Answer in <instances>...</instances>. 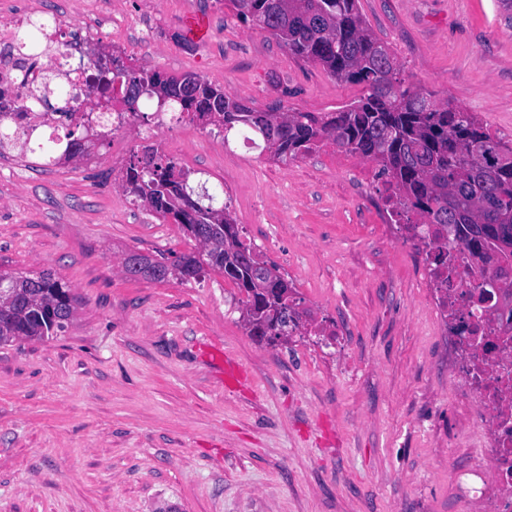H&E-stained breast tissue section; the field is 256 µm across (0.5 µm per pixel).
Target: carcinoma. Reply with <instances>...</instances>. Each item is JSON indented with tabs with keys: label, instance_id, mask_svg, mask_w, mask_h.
<instances>
[{
	"label": "carcinoma",
	"instance_id": "1",
	"mask_svg": "<svg viewBox=\"0 0 512 512\" xmlns=\"http://www.w3.org/2000/svg\"><path fill=\"white\" fill-rule=\"evenodd\" d=\"M236 17L277 38L293 55L319 63L330 76L364 88V94L337 112H282L251 107L204 77L147 72L107 56L97 57L95 72L85 82L101 96L69 103L65 115L79 112L81 122L67 128L63 139L41 147L44 159L62 148L81 151L88 132L99 128L106 139L114 85L124 90L122 104L131 112L148 105L164 110L175 105L198 119L229 132L242 127L258 148L274 150L277 159L302 157L332 145L370 160L384 188L390 214L413 211L419 224L448 230V211L457 224H486V243L501 260L512 262L504 226H512V166H475L472 152L487 149L494 155L512 153V146L492 135L477 117L460 106L438 104L431 94L401 77L391 48L368 27L358 0H228ZM41 24L32 22L19 50L40 51ZM149 87V92L139 89ZM164 97H159L156 89ZM124 187L135 199L162 218H171L183 232L198 240V227L211 229L205 252L173 256L182 266L179 283H189L212 270L229 273L238 287L247 285L258 257L241 238L227 204L203 187L196 193L189 172L174 162L149 160L126 168ZM0 289V346L18 340L46 341L73 320L77 298L70 286L49 269L35 273L9 271Z\"/></svg>",
	"mask_w": 512,
	"mask_h": 512
}]
</instances>
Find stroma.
Instances as JSON below:
<instances>
[{"mask_svg": "<svg viewBox=\"0 0 512 512\" xmlns=\"http://www.w3.org/2000/svg\"><path fill=\"white\" fill-rule=\"evenodd\" d=\"M115 50L195 72L258 108L334 112L362 94L297 58L225 0H121ZM407 82L512 144V21L500 0H359ZM205 18L191 38L188 16ZM199 122L170 136L192 182L223 193L261 258L344 329L342 344L254 340L241 290L128 278L126 250L193 248L97 166L0 159V267L50 269L80 304L46 342L0 347V512H465L479 456L413 254L396 244L375 164L327 146L287 162ZM249 373L224 390L205 346Z\"/></svg>", "mask_w": 512, "mask_h": 512, "instance_id": "stroma-1", "label": "stroma"}]
</instances>
